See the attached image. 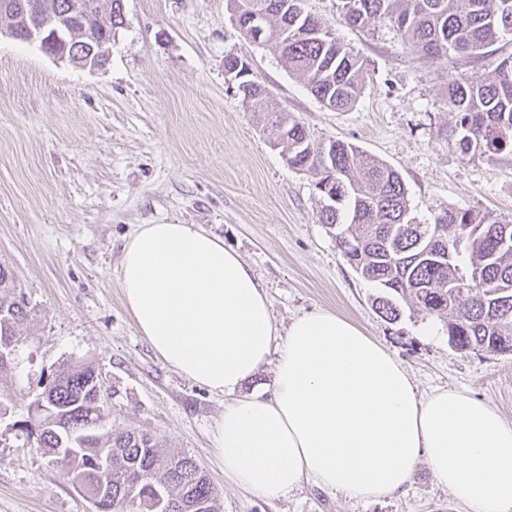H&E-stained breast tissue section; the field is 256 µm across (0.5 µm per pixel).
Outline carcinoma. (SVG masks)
I'll return each mask as SVG.
<instances>
[{
    "mask_svg": "<svg viewBox=\"0 0 512 512\" xmlns=\"http://www.w3.org/2000/svg\"><path fill=\"white\" fill-rule=\"evenodd\" d=\"M72 0H43L54 23ZM304 0H238V20L265 18L261 43L270 46L302 77L325 106L345 109L360 97L364 60L346 48L327 24L307 13ZM347 24L368 28L388 19L401 38L423 56L473 58L512 37V0H336ZM122 24V0H112L109 24L90 31L101 37ZM241 56H224V74L246 98L264 91L244 75ZM453 114L448 144L464 158L512 161V56L489 78L448 82ZM262 128L282 149L288 166L330 186L336 203L321 206L320 220L336 230V245L352 270L380 289L373 304L397 320L400 297L443 322L455 349L512 354V224L489 213L453 209L433 224L409 218L404 182L397 170L359 147L334 140L315 143L305 126L265 100ZM30 315L13 274L0 266V350L20 348L18 328ZM100 380L83 362L62 366L46 381L47 409L27 417L23 430L51 462L96 496L95 512H152L143 500L153 485L180 503L179 512H198L194 504L221 503L209 476L187 456L170 452L163 440L133 427L112 428L100 421L93 397ZM112 455V468L99 458Z\"/></svg>",
    "mask_w": 512,
    "mask_h": 512,
    "instance_id": "carcinoma-1",
    "label": "carcinoma"
}]
</instances>
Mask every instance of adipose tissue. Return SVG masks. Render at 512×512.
I'll return each instance as SVG.
<instances>
[{
	"instance_id": "adipose-tissue-1",
	"label": "adipose tissue",
	"mask_w": 512,
	"mask_h": 512,
	"mask_svg": "<svg viewBox=\"0 0 512 512\" xmlns=\"http://www.w3.org/2000/svg\"><path fill=\"white\" fill-rule=\"evenodd\" d=\"M119 279L156 355L230 395L213 442L233 485L268 500L306 482L380 498L424 462L471 512H512V424L462 391L418 396L393 354L336 313L310 311L278 332L259 279L221 238L196 224L142 225ZM268 362L272 397L242 393Z\"/></svg>"
}]
</instances>
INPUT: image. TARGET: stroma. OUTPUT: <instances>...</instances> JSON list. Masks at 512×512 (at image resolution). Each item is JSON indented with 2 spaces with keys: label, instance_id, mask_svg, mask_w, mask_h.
<instances>
[{
  "label": "stroma",
  "instance_id": "stroma-1",
  "mask_svg": "<svg viewBox=\"0 0 512 512\" xmlns=\"http://www.w3.org/2000/svg\"><path fill=\"white\" fill-rule=\"evenodd\" d=\"M106 64L81 69L36 42L0 37V263L35 315L20 363L0 385V512H92L62 468L19 425L42 378L72 361L100 373L114 428L137 427L191 456L222 512H471L419 466L401 492L356 501L306 483L266 501L224 478L213 448L225 397L166 365L126 308L118 269L142 224H197L253 269L285 331L316 309L381 342L421 394L455 388L512 424V355L460 352L442 324L403 306L388 320L319 219L311 178L288 166L259 124V105L228 85L224 56L248 57L269 97L316 141L340 139L396 169L409 213L430 224L450 209L512 223V163L465 159L448 144L451 78L490 77L512 41L458 66L416 53L389 22L348 25L336 0H304L365 63L348 109L324 106L270 47L246 39L227 0H123Z\"/></svg>",
  "mask_w": 512,
  "mask_h": 512
}]
</instances>
